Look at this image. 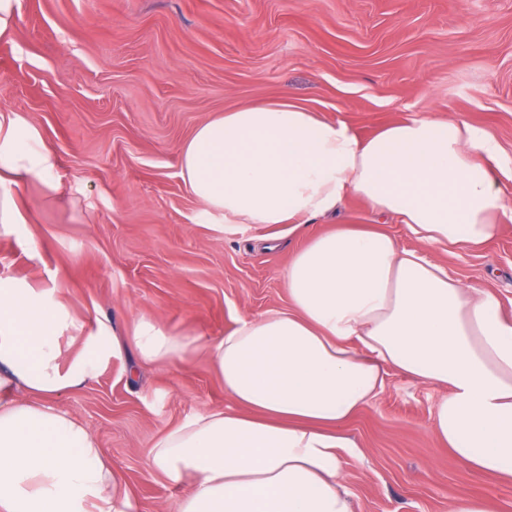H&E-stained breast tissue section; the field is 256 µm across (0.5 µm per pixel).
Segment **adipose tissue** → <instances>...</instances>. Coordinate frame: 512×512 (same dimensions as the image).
<instances>
[{
  "label": "adipose tissue",
  "instance_id": "obj_1",
  "mask_svg": "<svg viewBox=\"0 0 512 512\" xmlns=\"http://www.w3.org/2000/svg\"><path fill=\"white\" fill-rule=\"evenodd\" d=\"M179 166L202 221L300 226L355 195L419 246L340 224L289 262L287 310L241 318L212 342L133 322L138 364L204 352L229 401L186 417L148 451L169 482L194 480L176 512H355L342 488L351 446L342 427L393 371L445 387L432 433L468 469L512 485V318L430 253L481 245L512 212L491 134L416 116L364 139L284 97L201 122ZM28 183L59 194L58 158L23 114L1 107L0 234L27 224L17 190ZM65 335L78 347L70 357ZM119 352L108 325L0 275V512H140L86 423L56 403Z\"/></svg>",
  "mask_w": 512,
  "mask_h": 512
}]
</instances>
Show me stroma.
Masks as SVG:
<instances>
[{
    "label": "stroma",
    "mask_w": 512,
    "mask_h": 512,
    "mask_svg": "<svg viewBox=\"0 0 512 512\" xmlns=\"http://www.w3.org/2000/svg\"><path fill=\"white\" fill-rule=\"evenodd\" d=\"M283 96L364 139L408 116L451 115L495 137L512 169V0H22L0 38V107L38 127L64 193L20 189L29 222L0 234V273L44 282L119 335L146 315L213 341L244 316L287 309L292 254L336 225L417 248L356 196L296 229L197 222L182 144L207 118ZM432 255L512 316V221L480 247ZM445 393L393 372L346 423L358 512H449L462 494L512 512V487L466 469L430 432ZM226 402L205 354L159 369L129 349L56 400L85 421L142 512H176L186 492L148 465L151 445Z\"/></svg>",
    "instance_id": "obj_1"
}]
</instances>
